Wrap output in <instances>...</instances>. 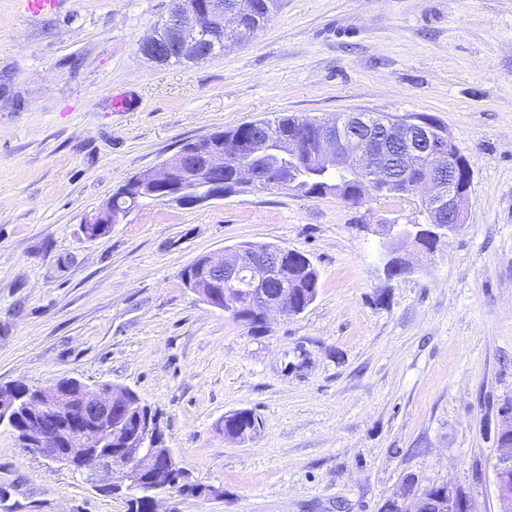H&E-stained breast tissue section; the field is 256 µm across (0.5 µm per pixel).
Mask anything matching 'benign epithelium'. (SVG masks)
<instances>
[{"mask_svg":"<svg viewBox=\"0 0 512 512\" xmlns=\"http://www.w3.org/2000/svg\"><path fill=\"white\" fill-rule=\"evenodd\" d=\"M240 30L238 15L224 11V0H212L203 10L186 0H169L167 14L154 34L139 42V53L147 60L166 64L174 58L199 63L214 49L205 46L210 32ZM376 117L366 113H348L324 124L323 136L313 152V167L321 175L352 170L365 175L364 188L373 192L393 180L390 144L402 146L401 177L419 167L423 175L412 179L411 192L420 196L426 223H401L397 216L381 218V246L388 257L387 269L394 275L410 272L409 262L394 256L396 242L406 239L425 252L424 242L434 244L450 238L464 223V209L472 191L473 172L469 160L456 145L423 123H394L387 127V138L374 135ZM224 141L218 140L194 152H177L159 166L133 175L115 193L125 201L112 206L107 200L86 217L82 231L99 238L112 225L127 220L143 199L157 198L180 205H198L224 198ZM276 170L264 171L251 165L238 171L237 180L246 187L268 184ZM287 250L268 252L257 249H229L220 256H203L187 272L188 288L208 304L224 308V302L241 288L244 304L238 305L260 320L271 313L291 317L295 300L301 294L287 282ZM58 379L43 386L0 393V424L18 426L23 444L52 461L77 464L88 483L98 492L130 488L144 474L152 477L156 489L169 488V473L175 458L168 448L156 443L157 429L150 417L135 413L137 394L130 388H94ZM498 455L493 463L498 512H512V416L498 425ZM404 503L409 512H471L459 494L445 486L438 491L414 490L403 484L388 500L386 510L396 512Z\"/></svg>","mask_w":512,"mask_h":512,"instance_id":"1","label":"benign epithelium"}]
</instances>
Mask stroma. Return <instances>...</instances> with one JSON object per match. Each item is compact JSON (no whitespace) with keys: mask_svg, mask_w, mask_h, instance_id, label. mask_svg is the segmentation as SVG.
<instances>
[{"mask_svg":"<svg viewBox=\"0 0 512 512\" xmlns=\"http://www.w3.org/2000/svg\"><path fill=\"white\" fill-rule=\"evenodd\" d=\"M168 0H0V384L76 378L134 390L191 494L160 512H383L406 480L498 512L496 426L512 413V0H278L241 46L158 65L139 41ZM124 107L112 104L116 96ZM432 119L469 159L464 222L436 253L377 216L253 189L154 201L102 238L81 230L137 172L189 140L280 115ZM305 254L318 296L254 328L184 284L243 244ZM263 422L224 437L239 410ZM0 426V512H129Z\"/></svg>","mask_w":512,"mask_h":512,"instance_id":"stroma-1","label":"stroma"}]
</instances>
